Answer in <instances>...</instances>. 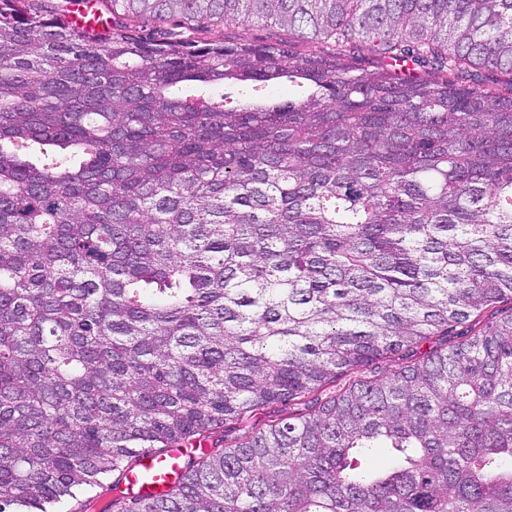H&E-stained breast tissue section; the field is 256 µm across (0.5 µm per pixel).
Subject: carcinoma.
Returning <instances> with one entry per match:
<instances>
[{
	"mask_svg": "<svg viewBox=\"0 0 512 512\" xmlns=\"http://www.w3.org/2000/svg\"><path fill=\"white\" fill-rule=\"evenodd\" d=\"M69 2L0 0V512H512V0ZM96 0H79V2H75L72 6H70V14L68 16L69 22L76 28L82 29L84 31H98L100 27L90 17H86L87 13L92 7L95 5ZM245 29L246 30H243V28L238 27V25L229 23L224 25V28H220L218 31H212L211 34H209V37L212 39H218L220 36L224 35V40L233 41L238 35L243 34L249 40L260 43L265 41L272 32L278 31L276 28L273 29L261 22L252 23ZM308 413L306 404L300 401H292L284 404L273 405L272 407L259 411L247 424H230L224 427V441L219 442L217 446H228L234 443L236 438L242 434L244 425L246 430H258L268 428L269 425L278 422V420L288 417V415H302ZM194 448H167L162 454L146 452L140 456L137 467L126 473L122 488L130 496L158 495L178 479L184 460Z\"/></svg>",
	"mask_w": 512,
	"mask_h": 512,
	"instance_id": "cac0c4a2",
	"label": "carcinoma"
}]
</instances>
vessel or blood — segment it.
Returning <instances> with one entry per match:
<instances>
[{
	"instance_id": "1",
	"label": "vessel or blood",
	"mask_w": 512,
	"mask_h": 512,
	"mask_svg": "<svg viewBox=\"0 0 512 512\" xmlns=\"http://www.w3.org/2000/svg\"><path fill=\"white\" fill-rule=\"evenodd\" d=\"M94 4L95 0H75L70 8L69 22L85 31L96 30V22L88 16ZM188 455V449L180 447L166 449L160 454H142L136 469L127 473L122 483L123 489L131 496L158 495L165 492L182 473L183 463Z\"/></svg>"
}]
</instances>
